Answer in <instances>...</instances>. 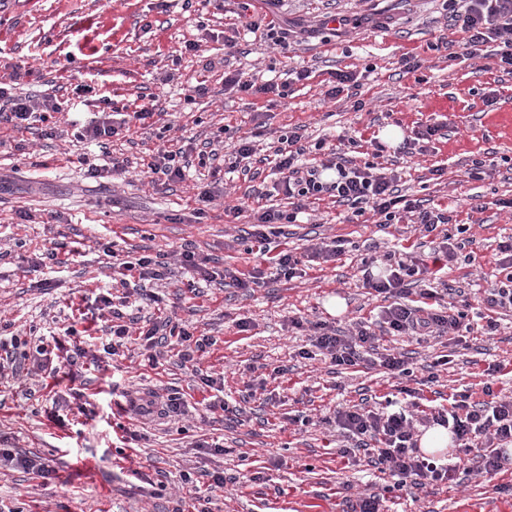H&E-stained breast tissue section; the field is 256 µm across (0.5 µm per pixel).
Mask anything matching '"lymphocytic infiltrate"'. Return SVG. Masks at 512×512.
<instances>
[{"instance_id":"lymphocytic-infiltrate-1","label":"lymphocytic infiltrate","mask_w":512,"mask_h":512,"mask_svg":"<svg viewBox=\"0 0 512 512\" xmlns=\"http://www.w3.org/2000/svg\"><path fill=\"white\" fill-rule=\"evenodd\" d=\"M444 7L453 27L463 35L461 53H448V61L465 56L469 60H482L495 56L503 70L512 73V0H445ZM78 94L94 98L97 117L75 132L78 142L96 143L107 148L112 137L119 135L130 124L149 128L155 116L154 104L137 106L125 113L121 122H114L116 110L110 96L99 88L85 84ZM66 102L49 94L43 99L18 93L14 86L0 82V131L27 132L43 128L45 134L56 135L50 126L52 114L65 111ZM302 128L294 127L280 135L272 147L275 167L280 175L274 185L275 193L292 202L288 211L272 207L255 213L258 233L257 243H265L269 236L281 235L282 227L296 222L307 201L328 194L345 206L343 222L361 223L366 215L377 216L381 224H409L419 232L430 234L439 227L452 223L453 217L444 208H425L420 203L400 195L396 187L397 174L379 172L376 163L353 165L344 155H336L325 166H306L299 158L305 153L301 144ZM333 170L334 179L323 177L324 170ZM390 272L387 277L366 276L364 285L376 295L390 298L391 303L382 313L379 329H372L364 318L352 320L347 330L336 329L331 323L318 320L310 323L311 350L302 351V358H310L312 350H319L338 366H370L400 378H411L412 370L404 354L380 348V335L406 336L416 340L428 337L452 339L461 343L464 331L471 324L466 311H444L439 302L438 290L429 288L419 293L423 303L407 304L410 293L409 280L428 273V259L421 254L402 251L387 254ZM109 334L102 338V350L117 355L119 347L128 343L139 345L147 353L150 366L159 365L169 346V337H176L180 347L178 357L182 363L197 364L210 354L215 341L206 335H195L185 328H176L171 319L122 321L120 312L113 311ZM24 339L13 335L0 337V374L11 372L13 377L37 376L44 371L59 373L72 369L79 359L87 357L83 348H75L63 365H54L45 346H37L35 355L23 350ZM402 394L409 398L407 406L393 412H381L368 407H337L329 421L334 424L341 444L337 450L340 459L349 460L358 450H372V462L383 473L390 474L393 490L406 486L423 487L453 480L456 472L494 477L503 472L512 459L506 451L512 447V396L495 395L491 385H484L483 399H474L469 392L449 395L448 404L421 414L416 401L417 389L402 387ZM428 422L450 430L455 447L454 461L444 465L424 457L418 450L414 435L417 424Z\"/></svg>"}]
</instances>
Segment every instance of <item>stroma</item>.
<instances>
[{"mask_svg":"<svg viewBox=\"0 0 512 512\" xmlns=\"http://www.w3.org/2000/svg\"><path fill=\"white\" fill-rule=\"evenodd\" d=\"M242 3L0 0V81L18 77L19 92L36 97L55 85L65 100L91 80L130 110L152 98L169 126L166 140L215 139L223 155L240 136H256L264 148L285 128L301 126L310 149L306 161L320 158L315 145L322 142L362 162L387 126L407 135L437 127L424 153L390 148L380 162L394 165L403 193L447 207L467 226L464 257L441 278L450 288L445 304L470 303L473 330L459 345L405 336L384 342L408 351L419 377L436 356L450 354L435 387L421 392L431 405L445 404L455 390L481 397L491 363L504 366L494 391L512 396V310L492 313L500 323L497 336L481 329L498 244L512 235V211L497 205L512 198V74L492 58L439 59L434 44L461 38L441 0H280L273 6L257 0V13L292 30L282 47L246 32ZM231 35L238 44L228 56L224 39ZM189 42L195 50H186ZM411 54L429 59L428 68L404 72L400 60ZM302 69L309 78L291 81L284 100L224 87L228 70L282 82ZM337 69L361 74L356 98L326 97V81ZM201 80L207 93H191ZM358 99L363 109H355ZM92 111V104L75 101L57 117L64 137L17 134L0 146V324L31 345L49 346L58 337L69 350L98 336L95 299L119 277L120 262L142 255L171 259L189 244L215 270L259 268L267 276L250 291L214 283L193 292L181 273L150 286L160 316L215 339L199 367L223 375L224 401L239 414L228 420L207 411L191 370L171 360L150 367L133 345L79 369L73 379L22 378L0 388V446L51 460L57 476L46 482L1 466L0 512H173L179 505L193 512V502L181 500L180 475L200 469L226 477L223 488L202 490L208 512H345L346 495L381 492L390 476L342 462L339 435L325 419L341 403L397 398V379L362 365L342 369L321 356L301 358L309 338L291 322L343 327L358 316L376 318L385 301L364 287L361 260L401 249L405 240H419V232L403 224L342 223L340 206L326 196L269 239L272 251L297 254L302 276L271 274L252 237L258 194L275 180L271 165L254 175L213 178L196 164L184 182L156 183L147 164L161 140L134 127L111 143L113 155L127 162L125 173L93 179L79 161L83 145L68 134ZM476 160L492 165L490 178H469ZM437 167L445 173L435 180L430 171ZM205 190L215 197L202 207L197 196ZM237 205L243 211L235 218L230 210ZM23 211L31 220L20 219ZM336 238L348 242L341 256L312 260L313 244ZM57 241L76 250V260L39 287L41 275L31 264ZM106 245L115 254L112 269L102 253ZM336 296L347 306L338 316L326 308ZM242 321L248 330L239 329ZM69 326L74 334L64 335ZM75 385L99 403L92 421L68 410ZM175 392L191 404L184 415L170 417L162 406ZM52 397L60 404L58 423L45 413ZM134 400L152 401L150 413L133 414ZM131 430L139 431V441L128 440ZM215 442L223 454H211ZM384 510L512 512V469L491 479L471 476L454 486L390 493Z\"/></svg>","mask_w":512,"mask_h":512,"instance_id":"35a3bbf8","label":"stroma"}]
</instances>
